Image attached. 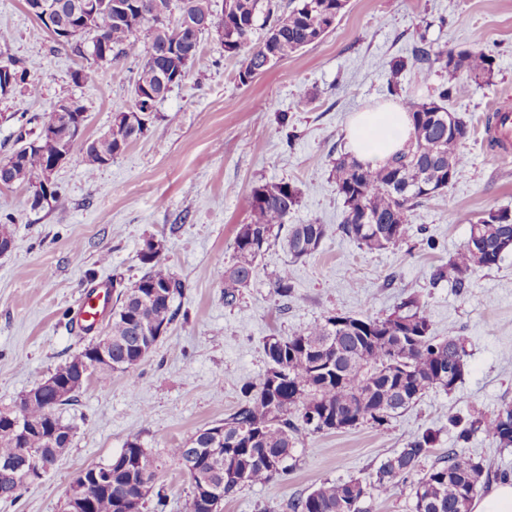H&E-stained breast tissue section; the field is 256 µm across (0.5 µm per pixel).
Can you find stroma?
I'll return each mask as SVG.
<instances>
[{"label":"stroma","instance_id":"1","mask_svg":"<svg viewBox=\"0 0 512 512\" xmlns=\"http://www.w3.org/2000/svg\"><path fill=\"white\" fill-rule=\"evenodd\" d=\"M0 29L12 33L0 43V63L18 60L39 87L37 95L0 100V159L31 116L61 99L83 105L86 140L132 106L140 59L115 58L95 82L78 85L72 73L82 58L54 40L26 0H0ZM200 41L199 58L156 105L146 134L95 177L86 175L77 144L54 176L56 199L43 207L32 208L22 186H0V225L12 233L10 251L0 254V407L80 347L68 317L87 283L118 278L129 287L141 277L146 239L161 242L185 284L173 323L134 374H113L105 385L88 381L58 408L75 428L70 447L17 501H0V512H61L80 473L108 464L134 438L149 452L162 490L142 512H187L190 479L167 450L244 403V387L267 370L268 337L291 336L336 313L385 315L411 293L426 301L435 335L455 330L471 339L456 389L429 390L382 431L362 425L302 435L287 475L243 486L223 512H287L288 501L323 481L368 476L427 430L439 440L423 468L458 446L512 481V448L485 432L460 444L448 429L449 415L491 416L512 403V252L497 266L474 268L467 292L430 283L433 268L465 244L485 211H512V149L490 151L485 129L488 113L512 112V0H349L320 42L246 86L235 78L239 59L225 56L214 33ZM423 42L437 51L482 50L493 74L448 102L470 129L462 174L414 208L403 243L370 253L337 230L345 208L333 162L348 151L352 116L387 104L390 61L411 58ZM280 180L300 191L289 223L317 222L330 232L316 254L297 262L282 243L272 245L250 287L225 305L221 276L238 226L249 221L251 190ZM285 267L294 288L281 298L269 282Z\"/></svg>","mask_w":512,"mask_h":512}]
</instances>
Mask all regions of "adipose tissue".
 Instances as JSON below:
<instances>
[{
    "mask_svg": "<svg viewBox=\"0 0 512 512\" xmlns=\"http://www.w3.org/2000/svg\"><path fill=\"white\" fill-rule=\"evenodd\" d=\"M409 137L407 113L391 106L355 113L348 132L350 151L361 163L374 168L405 148Z\"/></svg>",
    "mask_w": 512,
    "mask_h": 512,
    "instance_id": "obj_1",
    "label": "adipose tissue"
}]
</instances>
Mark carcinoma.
Instances as JSON below:
<instances>
[{
  "label": "carcinoma",
  "instance_id": "1",
  "mask_svg": "<svg viewBox=\"0 0 512 512\" xmlns=\"http://www.w3.org/2000/svg\"><path fill=\"white\" fill-rule=\"evenodd\" d=\"M126 16L105 14L86 35L99 37L113 56L140 57L142 64L133 86V105L144 88L159 91L158 74L182 80L199 51L200 35L213 31L224 44V52L236 56L248 50L238 71L240 84L292 54L314 45L331 30L348 0H301L287 12L275 9L272 0H224V11L216 16L211 0H119ZM198 17L206 27L186 31L185 51L165 50L180 17ZM264 38L252 44L258 27ZM149 39L141 49L140 32ZM450 84L427 95L402 94L398 78L408 62L395 60L390 66L388 92L398 98L411 119L406 148L386 163L372 169L343 154L336 158L333 178L342 197L345 217L339 230L367 252H381L400 245L407 238L411 213L421 200L434 196L423 188L432 182L445 191L466 166L461 145L469 138L468 125L448 110V98L470 90L471 83L488 80L492 60L482 51H446L436 56ZM99 62L87 60L76 70L77 84L95 81ZM132 111L112 118V136L103 135L83 148L82 162L88 177L112 162L147 131ZM56 152L47 143L39 149L21 146L0 161V185L21 184L29 190L32 208L42 206L37 190L47 181L44 161ZM299 203V191L287 182H265L253 187L249 197L250 222L237 228L233 262L224 268V303H236L255 278L256 262L277 240L282 226ZM325 224H293L283 240L288 255L298 260L312 256L328 236ZM512 250V213L489 210L473 225L466 243L432 272L434 284L442 282L458 290L471 287L475 267H491ZM144 271L130 288L117 293L119 304L112 311L108 334L112 336L109 355L112 366L95 374L107 384L114 372H132L152 351L155 331L169 326L176 312L175 297L185 284L176 278L162 255L161 243L145 242L140 251ZM276 295L286 298L293 284L288 268L270 281ZM469 337L450 331L445 337L432 334L426 304L415 294L405 297L389 314L349 316L334 314L287 338L271 336L265 342L268 368L244 404L224 421L193 434L184 447L168 450L172 462L182 467L188 455H195L210 472L211 490L230 497L242 486L268 484L288 473V461L304 432H346L360 425L376 431L387 428L396 416L414 406L431 389L453 391L463 379ZM98 341L90 339L58 365L49 379L70 381L91 359ZM81 390L72 386L56 394L39 385L23 392L9 407L0 408V461L13 460L15 475L23 474L20 452L41 449L46 467H51L70 447L74 431L56 415L58 407L74 401ZM21 411L27 434L11 428L9 417ZM448 426L459 442L483 428L499 445L512 447V404H504L487 418L483 415L451 416ZM223 433L221 457H214L216 433ZM437 433L428 431L386 457L367 479L344 482L323 481L309 494L288 503L290 512H366L365 499L373 493L388 494L418 471L431 453ZM112 482L91 486L90 512H118V502L129 496L131 508L143 505L148 494L139 492L142 470L153 467L146 449L136 439L126 443L110 462ZM490 470L480 461L448 449V455L433 465L413 484V512H469L479 489L489 481ZM210 501L199 483H192L188 512H209Z\"/></svg>",
  "mask_w": 512,
  "mask_h": 512
}]
</instances>
